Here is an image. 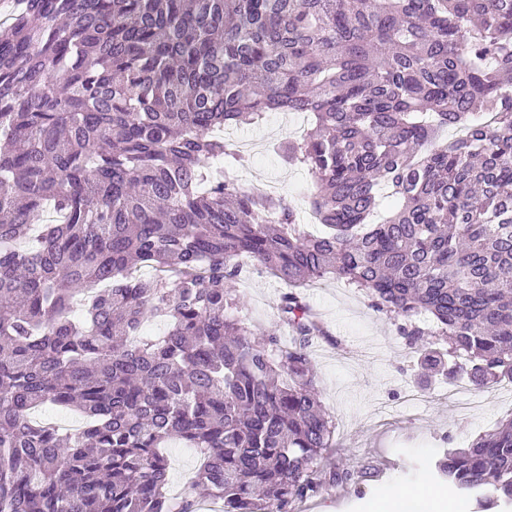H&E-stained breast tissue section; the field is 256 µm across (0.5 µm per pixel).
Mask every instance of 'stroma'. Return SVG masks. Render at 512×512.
I'll return each instance as SVG.
<instances>
[{
	"label": "stroma",
	"mask_w": 512,
	"mask_h": 512,
	"mask_svg": "<svg viewBox=\"0 0 512 512\" xmlns=\"http://www.w3.org/2000/svg\"><path fill=\"white\" fill-rule=\"evenodd\" d=\"M307 126L305 114L272 112L234 129L233 139L250 149L241 175L274 182L295 204L304 205L314 189L311 176L284 164L274 149ZM235 287L248 323L272 327L283 285L248 265ZM306 294L332 336L319 341L311 354L321 399L336 423V446L323 462L342 461L355 478L346 490H326L308 500L302 512H373L386 486L433 485L432 467L444 450L466 447L512 413V382L507 380L470 388L478 407L459 409L445 394L451 380L423 369L395 326L369 307L363 293L330 279Z\"/></svg>",
	"instance_id": "35a3bbf8"
}]
</instances>
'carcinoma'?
Here are the masks:
<instances>
[{"instance_id":"cac0c4a2","label":"carcinoma","mask_w":512,"mask_h":512,"mask_svg":"<svg viewBox=\"0 0 512 512\" xmlns=\"http://www.w3.org/2000/svg\"><path fill=\"white\" fill-rule=\"evenodd\" d=\"M267 112L315 182H238ZM465 135L440 141L445 128ZM288 291L256 332L232 284ZM149 269L145 276L141 270ZM363 291L430 370L512 381V0H26L0 32V512H297L354 473L302 289ZM81 301V315L73 314ZM149 317L164 336L141 340ZM290 342L284 343L279 329ZM51 404L84 428L29 419ZM202 464L168 495L165 448ZM434 477L512 512V413Z\"/></svg>"}]
</instances>
